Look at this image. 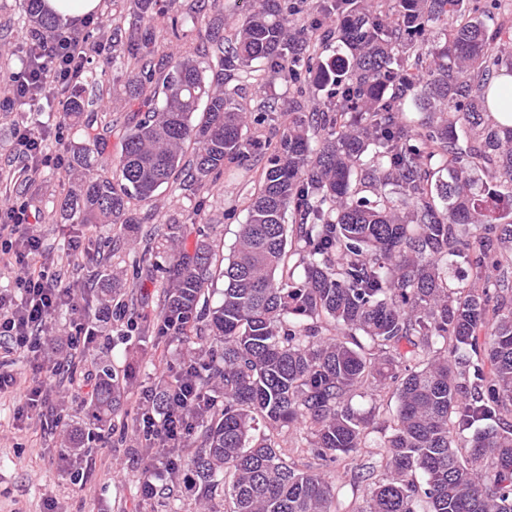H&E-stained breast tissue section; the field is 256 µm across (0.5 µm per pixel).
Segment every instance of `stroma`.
<instances>
[{
  "label": "stroma",
  "instance_id": "1",
  "mask_svg": "<svg viewBox=\"0 0 512 512\" xmlns=\"http://www.w3.org/2000/svg\"><path fill=\"white\" fill-rule=\"evenodd\" d=\"M194 0H158L153 9L156 39L151 46L155 57L177 55L196 57L201 44L197 30L207 21L226 26L243 17L251 7L250 0H205V19L197 21L191 6ZM321 0H307V7L295 15L297 28L303 29L310 45L318 54L329 55L336 47L334 30L322 15ZM178 10L185 22L186 35L169 41L165 33L167 15ZM95 82L94 93L112 116V136L104 150L105 157H119L130 127L140 119L137 103L130 100L126 89L134 75L132 68L112 62V47L104 45L90 65ZM241 104L250 112H258L263 102L276 106L264 123L251 125L248 136L255 141L247 160L225 164L223 172L204 189L173 184L161 191L157 204L131 201L130 213L138 222L140 238L164 239L167 227H185L183 251H193L196 241L208 240L215 250V268H223L224 258L235 242L240 224L245 223L252 196L263 184L266 157L277 143L288 122L291 103L297 98V86L280 76L259 73L256 79H240ZM65 97H56L48 112L32 114L12 108L0 111V169L9 170L8 149L12 131L17 125L58 127L57 138L51 139L50 154H62L69 141L81 138L84 127L93 118L84 113L80 123L62 119ZM60 168H43L31 179L30 197L44 220L40 225L42 251L35 261L50 271H60L73 288L76 309H63L53 319L54 336L46 344L48 354H55L77 320L93 318L98 303L91 292L92 279L101 266L111 265L123 270V287H136L138 303L132 313L136 329L125 323L109 320L105 332L109 346L88 345L77 349L80 371H95L103 362L128 373L124 386V406L110 426L102 428L94 444L93 466L67 457L63 432L70 425L87 422V405L75 400L58 377H51V401L48 407L32 411L24 424L15 416L23 404L20 391L0 393V512H46L47 503H54L58 512H196L198 494L183 478H176L170 490L174 502L162 498L147 499L140 483L147 460L152 456L151 441L145 439L140 427L146 407L145 396L167 377L176 375L185 361L187 346L159 335L157 321L161 310L160 296L166 285L169 253L147 258L128 252L118 240L126 236L123 226L100 224H53L45 217L56 208L63 184ZM377 449H363L357 459L345 460L335 468L341 492L337 498L338 512H357L365 495V486L353 483L356 465L376 459ZM88 468L84 485L73 484L70 475Z\"/></svg>",
  "mask_w": 512,
  "mask_h": 512
}]
</instances>
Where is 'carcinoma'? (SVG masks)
Returning a JSON list of instances; mask_svg holds the SVG:
<instances>
[{"instance_id":"obj_1","label":"carcinoma","mask_w":512,"mask_h":512,"mask_svg":"<svg viewBox=\"0 0 512 512\" xmlns=\"http://www.w3.org/2000/svg\"><path fill=\"white\" fill-rule=\"evenodd\" d=\"M19 2L24 23L54 41L58 22L44 0ZM322 8L341 16L336 52L324 58L303 55L292 20L299 6L281 0H253L229 46L216 31L201 59L172 55L160 67L144 51L151 22L112 29V47L135 60L128 95L145 117L126 135L115 182L89 176L112 123L70 144L74 188L55 223L130 225L132 198L151 201L178 179L203 185L224 162L247 157L252 117L237 90L212 86L226 67L250 76L260 62L328 90L329 100L297 101L288 113L224 259L214 346L195 377L202 400L193 422L204 435L189 462L199 496L220 492L233 512H335L327 467L369 447L376 412L353 399L389 389L391 434L353 476L367 483L356 512H512V193L497 190L512 188V126L487 113L493 80L512 67L499 50L512 27L467 16L464 0H395L394 20L369 0ZM67 93L72 114L94 106L78 84ZM213 257L206 242L171 255L162 315L192 318L213 282ZM460 259L470 283L450 279ZM96 278L107 305L116 277L105 267ZM122 391L101 367L90 410L97 425L122 409ZM261 422L300 426L320 464L298 468ZM89 439L77 429L68 448L81 455Z\"/></svg>"}]
</instances>
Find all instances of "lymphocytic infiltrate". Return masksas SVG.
<instances>
[{
	"label": "lymphocytic infiltrate",
	"mask_w": 512,
	"mask_h": 512,
	"mask_svg": "<svg viewBox=\"0 0 512 512\" xmlns=\"http://www.w3.org/2000/svg\"><path fill=\"white\" fill-rule=\"evenodd\" d=\"M95 48L89 47L72 32L60 33L44 53L28 56L16 72L14 90L32 94L46 87L73 84L91 63ZM45 131L16 126L11 153L21 161L20 171L30 174L51 164H62V157L47 153ZM37 215L28 202L0 204V266L16 269L17 291H0V392L14 388L17 379L10 370L9 358L18 352L39 355L51 334L53 315L74 303V295L62 277L48 275L31 259L41 249L36 227ZM195 364H184L178 374V388L168 402L162 418L147 412L142 416L145 432L153 435L161 448L180 447L190 435L189 413L199 407V393L194 382Z\"/></svg>",
	"instance_id": "lymphocytic-infiltrate-1"
}]
</instances>
